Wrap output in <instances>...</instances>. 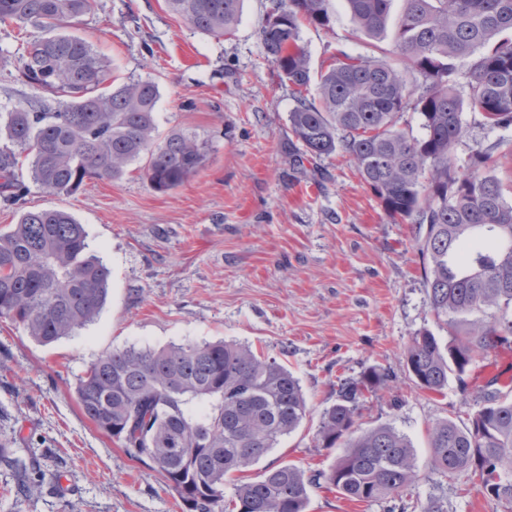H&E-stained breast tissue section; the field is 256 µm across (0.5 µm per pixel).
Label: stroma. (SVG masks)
<instances>
[{
  "label": "stroma",
  "instance_id": "stroma-1",
  "mask_svg": "<svg viewBox=\"0 0 512 512\" xmlns=\"http://www.w3.org/2000/svg\"><path fill=\"white\" fill-rule=\"evenodd\" d=\"M272 0H244L232 35L194 30L164 0H92L61 34L81 37L118 81L158 82L157 139L181 131L207 145L204 165L181 186L154 191L144 160L116 180L87 181L71 195L29 184L17 205L0 204V229L26 210L58 209L83 224L91 252L110 271L109 296L98 316L74 334L42 346L0 318V446L22 449L44 473L30 496L15 499L0 469V512H182L179 498L146 464L82 413L75 388L102 352L135 346L218 340L248 344L277 358L300 380L310 413L252 470L292 463L326 471L342 448L317 441L336 381L375 366L393 377L370 395L361 428L388 424L414 447L420 474L393 504L395 512H506L464 472L448 479L432 470L428 431L450 418L467 424L488 384L485 363L512 371L500 351L477 359L464 381L449 378L443 394L419 389L405 350L418 334L440 339L449 328L427 304L418 225L388 217L347 155L322 157L299 170L288 150L295 98L263 54L260 29ZM331 27L306 24L301 44L313 72L337 58L368 56L372 44L395 47L403 0H393L379 41L356 31L344 0H334ZM33 25L0 22V112L39 92L20 75L19 48L45 38ZM457 164L512 127L490 128L464 112Z\"/></svg>",
  "mask_w": 512,
  "mask_h": 512
}]
</instances>
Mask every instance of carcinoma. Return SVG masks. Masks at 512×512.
Returning a JSON list of instances; mask_svg holds the SVG:
<instances>
[{"mask_svg":"<svg viewBox=\"0 0 512 512\" xmlns=\"http://www.w3.org/2000/svg\"><path fill=\"white\" fill-rule=\"evenodd\" d=\"M243 0H166L192 28L233 33ZM392 0H345L350 20L367 35L384 32ZM396 53L422 78L415 108L422 134L400 126L415 86L384 59L345 56L313 77L300 45L301 22L330 27L332 0H274L260 30L263 53L293 87L289 128L299 144L293 166L338 151L348 155L384 212L427 226L420 252L436 319L467 321L463 336L443 345L430 332L415 337L406 366L417 386L440 393L480 357L512 338V202L496 176L512 158L500 139L456 171L455 148L465 134L463 112L491 128L512 125V0H404ZM90 0H0V20L54 31L74 22ZM27 82L50 95L25 99L0 114V137L31 155V179L52 194H73L89 178L117 179L148 154L145 176L165 192L181 186L206 160V144L182 132L155 139L159 86L153 80L108 83L107 64L85 41L53 35L21 56ZM469 78L457 92V76ZM318 99H308L312 80ZM18 158L0 152V201L13 206L28 186ZM109 271L88 252L86 232L62 210L26 211L0 231V317L23 327L40 345L70 336L99 314ZM392 376L370 367L338 378L336 402L322 414L324 448L344 443L328 471L307 476L295 464L236 481L293 433L309 407L298 379L249 345L217 341L163 348L126 347L91 362L76 387L86 418L144 462L179 497L183 512H307L311 488L325 486L358 502L386 503L419 478L407 437L389 425L356 434L369 394L390 388ZM207 403L194 410L189 403ZM432 469L450 479L476 474L486 492L512 509V394L487 391L470 425L453 420L430 432ZM0 465L15 472L25 496L43 476L18 451L0 448ZM235 482L224 499V483Z\"/></svg>","mask_w":512,"mask_h":512,"instance_id":"1","label":"carcinoma"}]
</instances>
